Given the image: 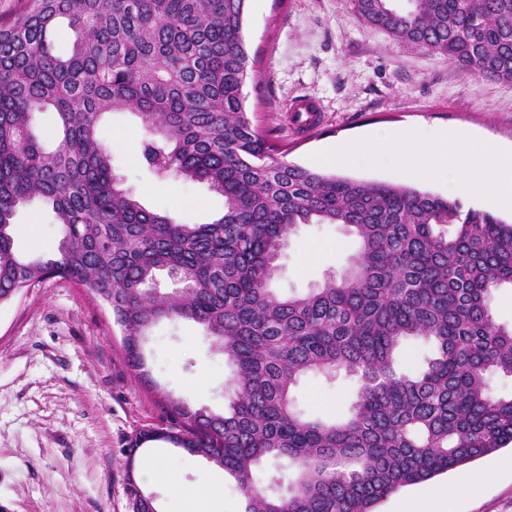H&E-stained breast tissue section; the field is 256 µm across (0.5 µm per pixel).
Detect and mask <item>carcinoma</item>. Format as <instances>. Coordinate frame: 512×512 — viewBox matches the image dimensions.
<instances>
[{
    "label": "carcinoma",
    "mask_w": 512,
    "mask_h": 512,
    "mask_svg": "<svg viewBox=\"0 0 512 512\" xmlns=\"http://www.w3.org/2000/svg\"><path fill=\"white\" fill-rule=\"evenodd\" d=\"M246 0H29L0 22V301L60 277L98 292L124 330L134 377L158 387L143 355L163 319L203 326L233 367L224 413L169 394L182 421L177 448H201L233 476L244 512H374L400 488L512 443V328L493 318L494 291L512 286V223L460 200L403 184L325 175L277 157L244 109L253 62ZM354 0L368 25L512 83V0ZM65 18L73 53H53ZM135 113L151 135L143 157L158 177L202 180L224 197L209 224H178L120 187L97 137L102 116ZM52 112V152L31 130ZM35 198L63 229L58 253L25 260L13 248L19 207ZM300 224H343L360 240L352 267L303 296L269 283ZM167 271L180 288L154 291ZM436 354L402 370L403 341ZM355 376L349 415L325 422L295 406L310 373ZM264 459L281 473L261 486Z\"/></svg>",
    "instance_id": "1"
}]
</instances>
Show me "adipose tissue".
<instances>
[{"label": "adipose tissue", "mask_w": 512, "mask_h": 512, "mask_svg": "<svg viewBox=\"0 0 512 512\" xmlns=\"http://www.w3.org/2000/svg\"><path fill=\"white\" fill-rule=\"evenodd\" d=\"M317 160L436 181L447 185L449 194L476 192L492 207L512 210V149L463 133L379 130L363 139L327 146Z\"/></svg>", "instance_id": "obj_1"}]
</instances>
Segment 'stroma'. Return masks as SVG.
I'll return each mask as SVG.
<instances>
[{"mask_svg":"<svg viewBox=\"0 0 512 512\" xmlns=\"http://www.w3.org/2000/svg\"><path fill=\"white\" fill-rule=\"evenodd\" d=\"M243 33L256 72L243 87L252 122L272 132L286 161L315 168L327 143L370 130L464 128L512 148V83L480 77L365 24L352 0H248ZM316 102V127L298 128L293 107ZM98 137L112 168L147 209L183 224H208L224 198L195 179L158 180L142 161L146 134L132 113L104 115ZM24 259L55 254L63 237L50 207L35 199L12 227ZM359 250L341 224H302L289 236L271 282L282 297L304 294L344 272ZM123 333L110 312L75 282H33L0 304V512H131L127 450L139 433L163 427L162 393L212 412L224 410L232 374L203 327L155 325L145 353L159 389L132 375ZM354 377H303L293 390L305 415H347ZM169 468L167 482H144L158 512H186L185 488L219 474L217 466L166 441L145 445L136 467ZM461 492L453 512H512V444L459 469L401 488L375 512H414L439 487Z\"/></svg>","mask_w":512,"mask_h":512,"instance_id":"35a3bbf8","label":"stroma"}]
</instances>
